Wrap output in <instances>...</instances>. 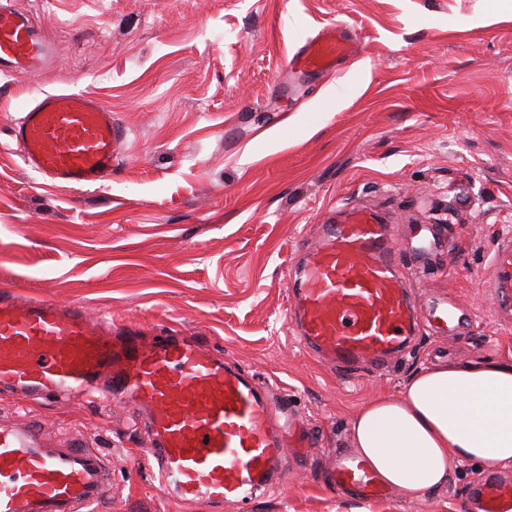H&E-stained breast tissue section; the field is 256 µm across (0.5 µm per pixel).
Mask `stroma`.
Masks as SVG:
<instances>
[{"instance_id": "stroma-1", "label": "stroma", "mask_w": 512, "mask_h": 512, "mask_svg": "<svg viewBox=\"0 0 512 512\" xmlns=\"http://www.w3.org/2000/svg\"><path fill=\"white\" fill-rule=\"evenodd\" d=\"M14 2L52 53L39 76L0 75V290L187 327L297 412L310 445L285 452L287 483L247 512H460L474 463L411 501L357 500L322 474L350 452V417L368 399L399 396L438 358L512 359V318L490 289L491 252L512 234V0ZM336 25L356 36L355 56L314 79L290 69ZM73 86L128 134L97 188L50 185L11 138L22 102ZM347 205L386 214L410 287L468 318L455 335L421 320L380 373L336 372L289 329L296 248ZM0 422L99 449L112 512H235L182 501L139 465L148 442L132 405L25 403L4 389Z\"/></svg>"}]
</instances>
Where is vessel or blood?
Instances as JSON below:
<instances>
[{
  "mask_svg": "<svg viewBox=\"0 0 512 512\" xmlns=\"http://www.w3.org/2000/svg\"><path fill=\"white\" fill-rule=\"evenodd\" d=\"M43 29L0 0V73L43 71ZM335 28L296 54L301 72L336 71L352 55ZM127 134L101 98L77 89L47 92L25 103L12 128L25 167L46 181L91 188L112 177ZM493 292L512 310V237L491 258ZM290 291V328L306 351L344 371L384 366L404 351L422 315L456 330L464 322L454 300L423 307L400 272L388 227L374 210L339 212L303 246ZM30 399L94 395L130 402L148 418L147 463L160 483L186 502L244 505L285 482L289 433L253 375L196 333L156 325L129 328L91 316L76 302L21 299L0 291V387ZM327 482L360 499L387 487L361 461L343 457ZM110 469L95 449L52 447L40 428L0 425V512H99ZM462 512H512V482L484 473Z\"/></svg>",
  "mask_w": 512,
  "mask_h": 512,
  "instance_id": "1",
  "label": "vessel or blood"
}]
</instances>
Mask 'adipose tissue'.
Wrapping results in <instances>:
<instances>
[{
  "label": "adipose tissue",
  "mask_w": 512,
  "mask_h": 512,
  "mask_svg": "<svg viewBox=\"0 0 512 512\" xmlns=\"http://www.w3.org/2000/svg\"><path fill=\"white\" fill-rule=\"evenodd\" d=\"M350 427L355 454L410 499L446 486L459 463L512 471V360L431 364L400 396L363 403Z\"/></svg>",
  "instance_id": "adipose-tissue-1"
}]
</instances>
